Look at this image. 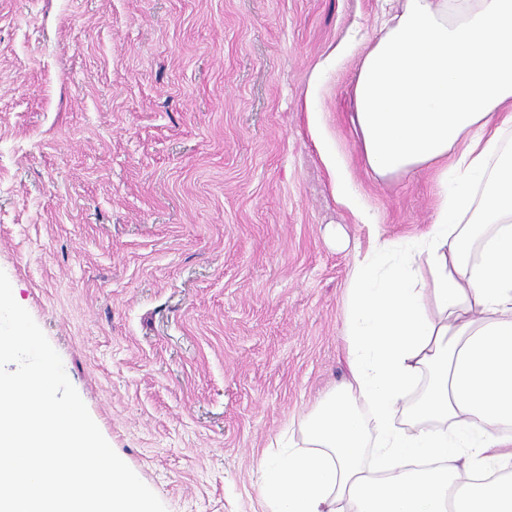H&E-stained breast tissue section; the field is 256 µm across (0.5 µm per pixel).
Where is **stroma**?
<instances>
[{"instance_id":"35a3bbf8","label":"stroma","mask_w":512,"mask_h":512,"mask_svg":"<svg viewBox=\"0 0 512 512\" xmlns=\"http://www.w3.org/2000/svg\"><path fill=\"white\" fill-rule=\"evenodd\" d=\"M379 0H0V269L167 512H263L347 376L349 274L428 232L354 129ZM343 160L358 223L336 193Z\"/></svg>"}]
</instances>
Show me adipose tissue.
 Listing matches in <instances>:
<instances>
[{
	"label": "adipose tissue",
	"instance_id": "adipose-tissue-1",
	"mask_svg": "<svg viewBox=\"0 0 512 512\" xmlns=\"http://www.w3.org/2000/svg\"><path fill=\"white\" fill-rule=\"evenodd\" d=\"M351 47L369 167L432 170L438 203L355 259L348 380L263 466L265 512H512V0H383Z\"/></svg>",
	"mask_w": 512,
	"mask_h": 512
}]
</instances>
